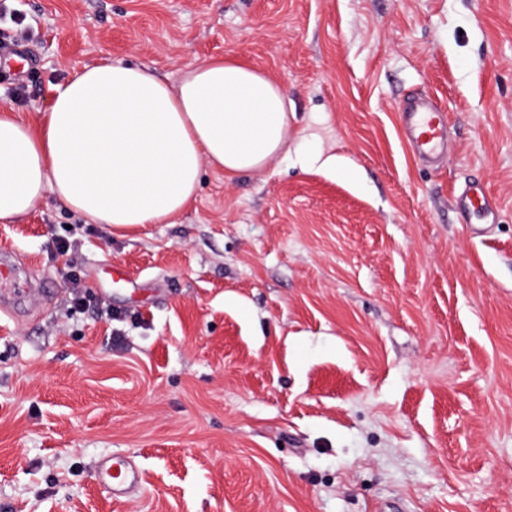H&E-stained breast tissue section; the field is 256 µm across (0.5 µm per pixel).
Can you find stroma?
<instances>
[{
  "label": "stroma",
  "mask_w": 512,
  "mask_h": 512,
  "mask_svg": "<svg viewBox=\"0 0 512 512\" xmlns=\"http://www.w3.org/2000/svg\"><path fill=\"white\" fill-rule=\"evenodd\" d=\"M0 108L109 59L277 79L289 153L170 224L0 223L49 295L0 313V512H512V0H0ZM430 96L453 151L415 161ZM309 149L346 179L301 169ZM481 181L497 221H463ZM72 242L67 256L58 240ZM120 266L123 280L108 271ZM87 304H70L71 280ZM143 475L113 495L112 454ZM404 136L419 158L446 154L450 149L445 112L432 100L415 97L399 102Z\"/></svg>",
  "instance_id": "obj_1"
}]
</instances>
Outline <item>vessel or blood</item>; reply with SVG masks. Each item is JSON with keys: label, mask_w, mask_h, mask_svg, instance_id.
Returning a JSON list of instances; mask_svg holds the SVG:
<instances>
[{"label": "vessel or blood", "mask_w": 512, "mask_h": 512, "mask_svg": "<svg viewBox=\"0 0 512 512\" xmlns=\"http://www.w3.org/2000/svg\"><path fill=\"white\" fill-rule=\"evenodd\" d=\"M404 136L413 153L421 158L447 153L450 149L448 130L443 110L435 102L415 97L398 103ZM461 211H488L489 197L478 188H466L459 197ZM100 478L122 493L140 481L137 469L125 459L114 456L104 460L98 470Z\"/></svg>", "instance_id": "b4317fda"}]
</instances>
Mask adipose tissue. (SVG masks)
<instances>
[{
  "instance_id": "ef3b65f1",
  "label": "adipose tissue",
  "mask_w": 512,
  "mask_h": 512,
  "mask_svg": "<svg viewBox=\"0 0 512 512\" xmlns=\"http://www.w3.org/2000/svg\"><path fill=\"white\" fill-rule=\"evenodd\" d=\"M291 133L283 86L240 59L189 65L173 85L121 59L87 67L56 86L37 124L0 108V222L51 195L95 224H167L203 167L263 172Z\"/></svg>"
}]
</instances>
